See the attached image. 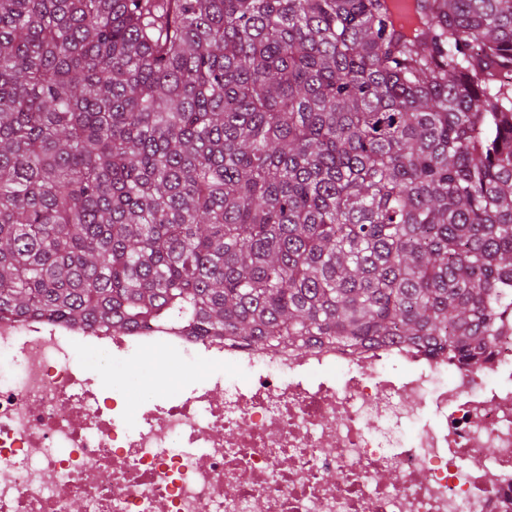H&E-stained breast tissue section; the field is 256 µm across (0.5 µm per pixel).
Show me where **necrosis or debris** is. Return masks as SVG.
Returning <instances> with one entry per match:
<instances>
[{"mask_svg":"<svg viewBox=\"0 0 512 512\" xmlns=\"http://www.w3.org/2000/svg\"><path fill=\"white\" fill-rule=\"evenodd\" d=\"M154 350L208 373L129 419L125 369ZM0 468V512H512V327L469 366L2 315Z\"/></svg>","mask_w":512,"mask_h":512,"instance_id":"obj_1","label":"necrosis or debris"}]
</instances>
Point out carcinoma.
<instances>
[{"mask_svg":"<svg viewBox=\"0 0 512 512\" xmlns=\"http://www.w3.org/2000/svg\"><path fill=\"white\" fill-rule=\"evenodd\" d=\"M469 362L512 322V0H0V315Z\"/></svg>","mask_w":512,"mask_h":512,"instance_id":"cac0c4a2","label":"carcinoma"}]
</instances>
